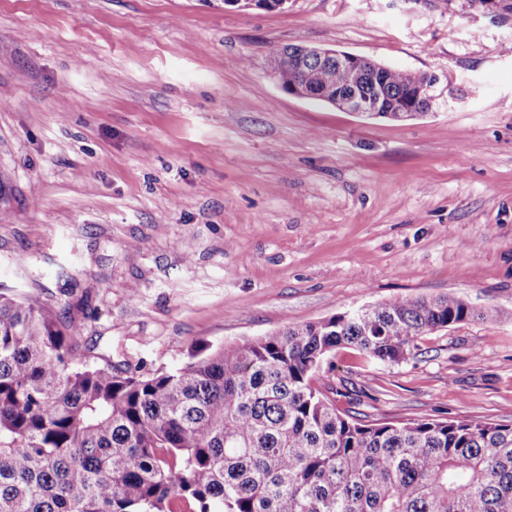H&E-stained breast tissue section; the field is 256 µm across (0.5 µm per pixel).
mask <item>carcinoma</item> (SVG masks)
Wrapping results in <instances>:
<instances>
[{"instance_id": "carcinoma-1", "label": "carcinoma", "mask_w": 512, "mask_h": 512, "mask_svg": "<svg viewBox=\"0 0 512 512\" xmlns=\"http://www.w3.org/2000/svg\"><path fill=\"white\" fill-rule=\"evenodd\" d=\"M279 50L288 89L303 73ZM321 91L386 109L437 81L309 57ZM493 318L450 295L401 296L122 375L43 307L0 293V512H512V422L366 423L316 386L350 346L399 363L428 331Z\"/></svg>"}]
</instances>
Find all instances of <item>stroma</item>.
Returning a JSON list of instances; mask_svg holds the SVG:
<instances>
[{"mask_svg":"<svg viewBox=\"0 0 512 512\" xmlns=\"http://www.w3.org/2000/svg\"><path fill=\"white\" fill-rule=\"evenodd\" d=\"M512 11L483 0H0V292L118 369L400 296L493 320L331 356L368 421H512ZM286 46L435 74L429 113L282 90Z\"/></svg>","mask_w":512,"mask_h":512,"instance_id":"35a3bbf8","label":"stroma"}]
</instances>
